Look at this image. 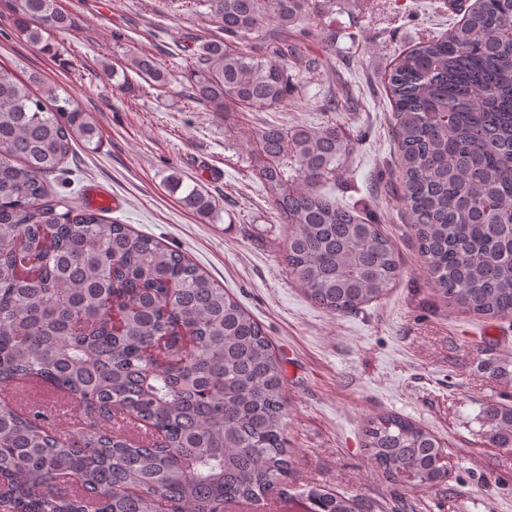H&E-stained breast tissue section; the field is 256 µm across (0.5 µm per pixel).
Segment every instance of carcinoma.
<instances>
[{
    "label": "carcinoma",
    "instance_id": "obj_1",
    "mask_svg": "<svg viewBox=\"0 0 512 512\" xmlns=\"http://www.w3.org/2000/svg\"><path fill=\"white\" fill-rule=\"evenodd\" d=\"M206 3L217 34L187 48L190 100L215 112L288 108L305 87L319 0ZM18 29L73 30L55 0H17ZM130 66L169 83L152 56ZM398 197L434 294L482 318H512V0H476L443 36L398 55L387 76ZM96 128L33 71L0 66V512H224L286 484L284 372L258 323L179 251L103 209L65 206L45 176ZM254 167L281 224L283 261L318 307L352 314L401 276L390 239L318 185L353 142L331 125L250 129ZM183 204L214 207L190 187ZM45 389L74 411L68 426L16 399ZM489 445L512 447V406L485 411ZM364 448L387 480L429 489L448 474L442 446L409 420L368 421ZM308 512H357L317 487Z\"/></svg>",
    "mask_w": 512,
    "mask_h": 512
}]
</instances>
